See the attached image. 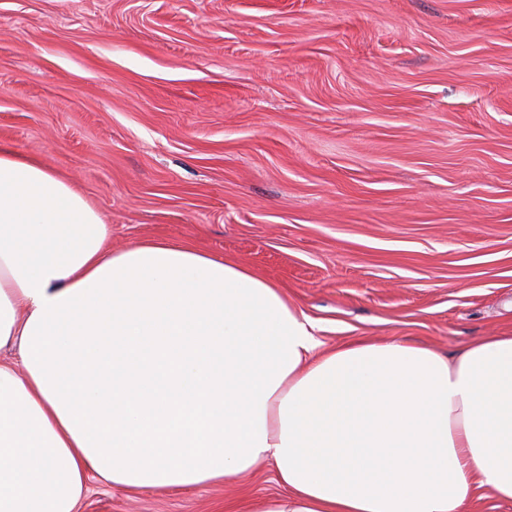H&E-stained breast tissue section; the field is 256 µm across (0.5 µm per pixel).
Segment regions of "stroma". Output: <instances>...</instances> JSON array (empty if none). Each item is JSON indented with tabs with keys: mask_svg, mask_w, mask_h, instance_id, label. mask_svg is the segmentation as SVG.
I'll return each mask as SVG.
<instances>
[{
	"mask_svg": "<svg viewBox=\"0 0 512 512\" xmlns=\"http://www.w3.org/2000/svg\"><path fill=\"white\" fill-rule=\"evenodd\" d=\"M0 146L121 251L276 284L326 347L512 334V0H0ZM272 466L78 512H230Z\"/></svg>",
	"mask_w": 512,
	"mask_h": 512,
	"instance_id": "1",
	"label": "stroma"
}]
</instances>
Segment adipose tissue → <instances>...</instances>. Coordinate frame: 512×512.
Wrapping results in <instances>:
<instances>
[{
  "label": "adipose tissue",
  "mask_w": 512,
  "mask_h": 512,
  "mask_svg": "<svg viewBox=\"0 0 512 512\" xmlns=\"http://www.w3.org/2000/svg\"><path fill=\"white\" fill-rule=\"evenodd\" d=\"M64 179L0 147V512H76L89 478L168 492L275 467L257 512H463L512 502V335L453 356L325 349L246 267L121 252ZM467 512H512V503L496 499L486 488H478Z\"/></svg>",
  "instance_id": "1"
}]
</instances>
